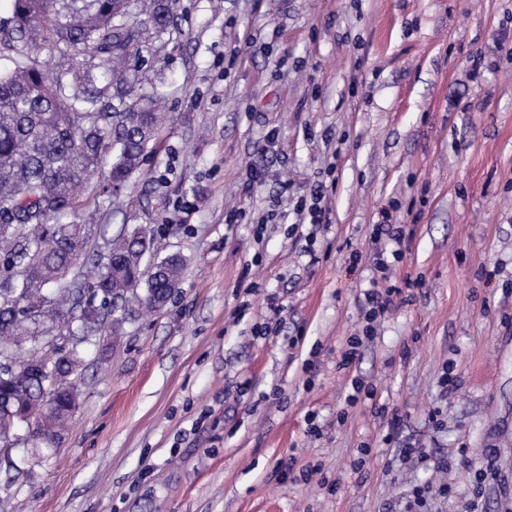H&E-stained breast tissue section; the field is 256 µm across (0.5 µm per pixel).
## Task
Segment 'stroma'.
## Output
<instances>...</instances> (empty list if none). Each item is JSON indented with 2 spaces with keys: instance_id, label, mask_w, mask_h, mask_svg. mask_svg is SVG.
I'll use <instances>...</instances> for the list:
<instances>
[{
  "instance_id": "obj_1",
  "label": "stroma",
  "mask_w": 512,
  "mask_h": 512,
  "mask_svg": "<svg viewBox=\"0 0 512 512\" xmlns=\"http://www.w3.org/2000/svg\"><path fill=\"white\" fill-rule=\"evenodd\" d=\"M174 13L141 60L169 120L75 220L151 230L181 284L87 348L59 448L0 447L8 512H464L489 454L479 512H512V0ZM386 212L402 295L345 367Z\"/></svg>"
}]
</instances>
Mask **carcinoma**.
Segmentation results:
<instances>
[{
  "mask_svg": "<svg viewBox=\"0 0 512 512\" xmlns=\"http://www.w3.org/2000/svg\"><path fill=\"white\" fill-rule=\"evenodd\" d=\"M11 2L0 28V447L23 429L31 447L54 448L79 398L80 344L118 334L180 284L179 256L143 268L142 228L69 220L102 166V192L120 190L158 135L161 94L142 91L131 58L166 46L174 0L136 12L130 0Z\"/></svg>",
  "mask_w": 512,
  "mask_h": 512,
  "instance_id": "obj_1",
  "label": "carcinoma"
}]
</instances>
